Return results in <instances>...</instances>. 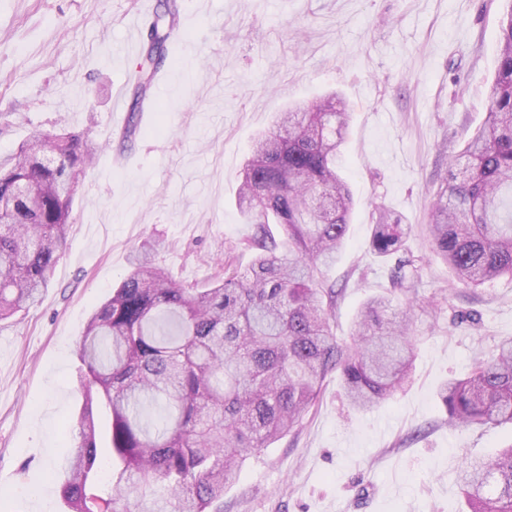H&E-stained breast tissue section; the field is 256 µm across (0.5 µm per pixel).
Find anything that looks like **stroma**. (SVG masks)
I'll return each mask as SVG.
<instances>
[{
    "mask_svg": "<svg viewBox=\"0 0 512 512\" xmlns=\"http://www.w3.org/2000/svg\"><path fill=\"white\" fill-rule=\"evenodd\" d=\"M139 0H0V157L36 130L88 136L71 225L39 302L0 322V512H62L49 469L64 463L78 341L130 270L134 248L205 284L225 258L247 268L252 233L236 192L253 138L289 102L338 93L352 109L342 173L355 208L336 265L332 329L381 296L413 301L418 357L405 388L369 411L349 408L339 372L285 437L251 457L221 512H465L456 470L493 454L512 427L456 429L442 385L512 337V282H458L429 242V209L486 118L505 0H177L179 37L156 110L131 147L114 96L141 47ZM409 227L416 267L370 248L379 210Z\"/></svg>",
    "mask_w": 512,
    "mask_h": 512,
    "instance_id": "stroma-1",
    "label": "stroma"
}]
</instances>
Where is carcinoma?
Segmentation results:
<instances>
[{"label":"carcinoma","instance_id":"obj_1","mask_svg":"<svg viewBox=\"0 0 512 512\" xmlns=\"http://www.w3.org/2000/svg\"><path fill=\"white\" fill-rule=\"evenodd\" d=\"M155 14L138 64L121 143L139 131L137 115L167 58L177 8ZM350 112L332 94L279 113L254 140L237 195L253 232L242 270L200 288L173 279L146 240L131 269L91 315L78 353L83 398L59 484L66 512H219L213 505L246 460L286 435L336 370L350 405L368 409L408 378L418 336L408 311L382 298L358 312L350 343L331 328L336 290L318 280L344 247L353 198L336 166ZM94 153L74 136L33 132L0 158V321L29 309L47 286L71 216L70 184ZM280 227L276 236L270 225ZM431 243L464 283L512 281V11L502 27L486 121L460 154L432 204ZM407 231L379 214L372 248L402 255ZM448 424L512 425V338L440 391ZM111 480L102 488L100 449ZM468 512H512V441L460 469Z\"/></svg>","mask_w":512,"mask_h":512}]
</instances>
